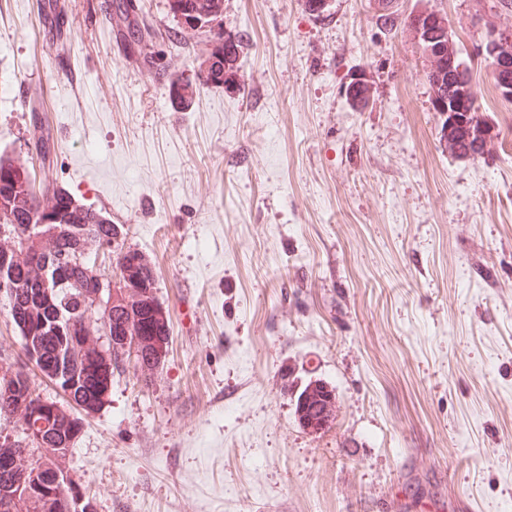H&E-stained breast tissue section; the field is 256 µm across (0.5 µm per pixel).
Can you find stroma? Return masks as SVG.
<instances>
[{"label":"stroma","instance_id":"1","mask_svg":"<svg viewBox=\"0 0 512 512\" xmlns=\"http://www.w3.org/2000/svg\"><path fill=\"white\" fill-rule=\"evenodd\" d=\"M44 2L0 0V154L48 124L33 175L124 225L170 326L153 385L115 372L58 470L98 512H512V100L473 59L491 140L451 157L402 22L438 10L470 50L512 7L398 0L388 31L369 0H224L244 85L183 105L203 44H171L166 0H56L55 29ZM313 383L314 388L302 400ZM330 394H332V390L328 388L326 390L324 383L319 380H311L304 385L295 401V413L303 427L318 431L335 420L336 397H334V401H328Z\"/></svg>","mask_w":512,"mask_h":512}]
</instances>
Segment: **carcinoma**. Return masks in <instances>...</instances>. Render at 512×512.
Here are the masks:
<instances>
[{"instance_id": "obj_1", "label": "carcinoma", "mask_w": 512, "mask_h": 512, "mask_svg": "<svg viewBox=\"0 0 512 512\" xmlns=\"http://www.w3.org/2000/svg\"><path fill=\"white\" fill-rule=\"evenodd\" d=\"M168 13L177 22L180 36H203L204 54L211 60L205 76L196 73L180 74L171 79L169 96L181 103L190 102L203 88H238L242 82L237 60L241 51V37L224 31V0H167ZM201 21L219 29L196 28ZM428 17L420 19L422 27L430 32L436 43L448 41L452 31L446 24H427ZM137 43L144 59H153L155 31L148 25L139 26ZM429 86L430 101L444 98L464 109L463 122L452 131V139L445 149L457 159H475L484 153L488 124L480 118L475 103L469 101L467 84L472 80L469 62L458 57L453 66L443 72L424 73ZM37 155L47 160L49 133L44 127L32 131ZM0 219L15 228L19 249L26 253L29 265L20 269L14 288L7 294L10 314L19 328L23 345L19 359L21 365L13 375L0 379V420L6 421L15 409L24 408L26 417L43 418L50 428L41 440L26 435L22 440H9L0 429V448L14 446L27 448L34 445L54 453H64L73 447L81 427L78 419L61 409L55 401L42 396L32 386L28 369L34 364L47 377L56 374L59 365L66 364L67 350L73 348L75 367L88 362L95 348L82 346L86 341L84 328L96 293L95 276L82 253L81 239L88 237L100 242L117 235H125L124 225L114 224L102 212L81 203L73 194L50 180L36 187L27 161L0 155ZM41 225L45 230L57 232L54 254L73 258L67 271L68 283L46 282L45 253L27 233L29 225ZM117 266L123 279L137 287L136 300L115 299L108 313L111 322L112 345L107 353L97 355L93 370L73 387L68 398L84 409H94L103 400L112 382V373L123 367L125 346L136 344L138 354L135 366L143 372L158 367L165 358L169 325L156 297L154 265L135 249L119 251ZM38 345L37 359L27 356L29 343ZM332 391L316 380L305 384L295 401V413L300 424L313 431L323 429L336 418V402L328 400ZM7 460L0 459V501L18 492L26 497L37 512H68L67 498L80 493L74 482H65L64 474L57 470L51 459L40 456L35 467L22 484L8 478Z\"/></svg>"}]
</instances>
